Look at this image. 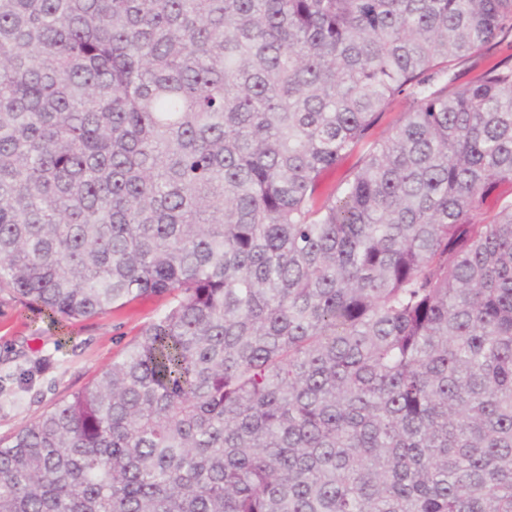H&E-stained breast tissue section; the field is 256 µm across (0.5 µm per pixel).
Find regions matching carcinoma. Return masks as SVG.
Segmentation results:
<instances>
[{
  "label": "carcinoma",
  "instance_id": "carcinoma-1",
  "mask_svg": "<svg viewBox=\"0 0 512 512\" xmlns=\"http://www.w3.org/2000/svg\"><path fill=\"white\" fill-rule=\"evenodd\" d=\"M508 36L512 0H0V291L169 299L0 439V512H512V67L446 86ZM411 107V99L405 94L395 97L382 118L371 129V141L385 139L393 133L400 123L404 112H408Z\"/></svg>",
  "mask_w": 512,
  "mask_h": 512
}]
</instances>
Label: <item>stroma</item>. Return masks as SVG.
<instances>
[{"mask_svg":"<svg viewBox=\"0 0 512 512\" xmlns=\"http://www.w3.org/2000/svg\"><path fill=\"white\" fill-rule=\"evenodd\" d=\"M167 304L149 298L55 328L19 296L0 292V438L14 435L83 390Z\"/></svg>","mask_w":512,"mask_h":512,"instance_id":"1","label":"stroma"}]
</instances>
